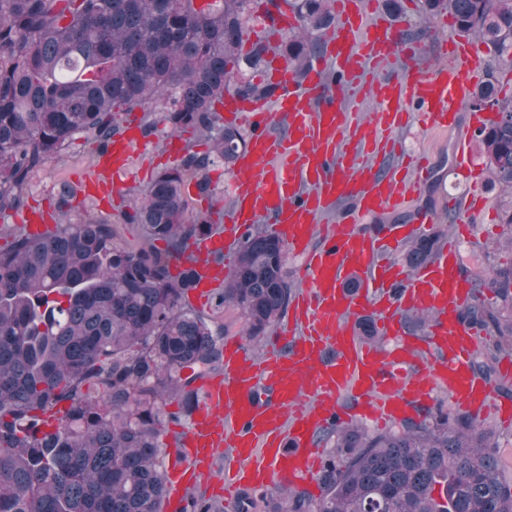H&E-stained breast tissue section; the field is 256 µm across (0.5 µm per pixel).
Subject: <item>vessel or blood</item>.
Wrapping results in <instances>:
<instances>
[{"instance_id":"b4317fda","label":"vessel or blood","mask_w":512,"mask_h":512,"mask_svg":"<svg viewBox=\"0 0 512 512\" xmlns=\"http://www.w3.org/2000/svg\"><path fill=\"white\" fill-rule=\"evenodd\" d=\"M334 10L336 25L304 78L276 60L269 73L273 97H224L226 119L246 122L252 134L233 166L234 196L223 226L191 248L196 292L207 296L223 286L230 269L214 263V255L232 250L264 218L289 255L301 258L303 282L290 318L263 355L251 354L239 337L226 340L223 373L202 380L188 426L167 436L165 512H174L189 489L217 480L227 499L246 488L315 486L322 429L354 418L414 417L433 406L439 390L458 409L476 415L493 409L502 421L512 420V408L497 404L494 389L471 366L476 340L459 313L473 292L460 273L456 243L412 273L393 257L400 242L435 221L416 205L431 176L428 156L410 157L407 174L377 162L393 150L409 112L418 113L425 131H451L490 62L478 45L451 39L441 46L442 64L428 69L402 39L403 22L378 12L376 0H335ZM398 59L402 75L386 76ZM359 81L377 105L365 121L340 103ZM275 125L282 136L271 135ZM146 149L129 125L94 172L77 181L78 194L122 195L125 174ZM457 160L472 203L458 217V233L466 237L484 207L482 172L468 142H459ZM339 202L346 205L340 219L323 224ZM390 213L405 215V222L365 230ZM408 311L430 315L426 335L406 332ZM365 314L375 316L391 348L359 336L355 320ZM226 448L230 456L218 463Z\"/></svg>"}]
</instances>
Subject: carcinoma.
Wrapping results in <instances>:
<instances>
[{
	"label": "carcinoma",
	"mask_w": 512,
	"mask_h": 512,
	"mask_svg": "<svg viewBox=\"0 0 512 512\" xmlns=\"http://www.w3.org/2000/svg\"><path fill=\"white\" fill-rule=\"evenodd\" d=\"M254 2L0 0L1 219L26 207L35 173L75 139L104 155L125 131L118 112L142 113L146 137L162 125L183 138L175 164L121 214L141 225L142 244L88 216L40 239L14 227L0 248V512H162L164 408L174 399L193 408L192 385L223 358V324L187 301L196 283L189 250L214 229V207H191L188 188L212 197L209 172L231 166L248 143L217 104L226 92L273 96L276 87L257 80L270 37L301 73L334 21L332 0H266L267 36L244 53ZM283 3L299 26L279 33ZM424 10L449 14L458 34L487 47L491 69L470 106L498 119L476 142L512 196V98L495 90L497 67L512 66V0H424ZM452 229L436 224L406 241L408 268L434 259ZM468 281L477 296L460 318L486 334L473 367L507 396L512 382L498 364L512 354V261H478ZM294 288L286 245L256 231L241 242L218 305L258 341ZM60 407L58 430L38 436L41 415ZM336 447L319 496L280 488L273 512H512L499 440L469 414L439 404L395 430H338Z\"/></svg>",
	"instance_id": "carcinoma-1"
}]
</instances>
